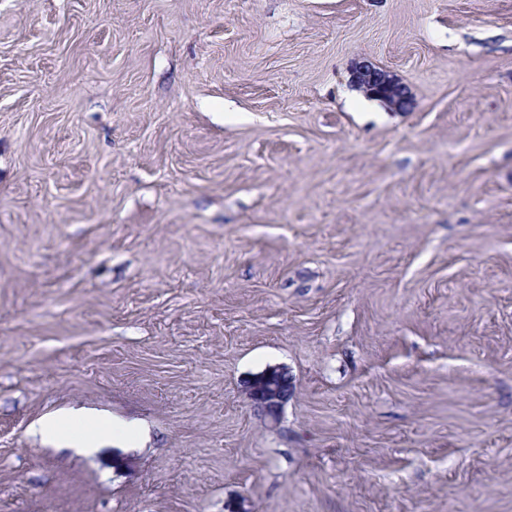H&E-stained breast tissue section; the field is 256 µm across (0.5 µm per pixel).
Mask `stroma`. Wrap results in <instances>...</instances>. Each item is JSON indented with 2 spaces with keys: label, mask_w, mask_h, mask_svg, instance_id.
<instances>
[{
  "label": "stroma",
  "mask_w": 512,
  "mask_h": 512,
  "mask_svg": "<svg viewBox=\"0 0 512 512\" xmlns=\"http://www.w3.org/2000/svg\"><path fill=\"white\" fill-rule=\"evenodd\" d=\"M0 512H512V0H0ZM351 82L366 97L375 98L397 110H406L409 105L408 87L388 70L370 60L356 64L351 74ZM243 386L252 406L274 422L278 420L292 389L287 369L276 366L251 375Z\"/></svg>",
  "instance_id": "35a3bbf8"
}]
</instances>
